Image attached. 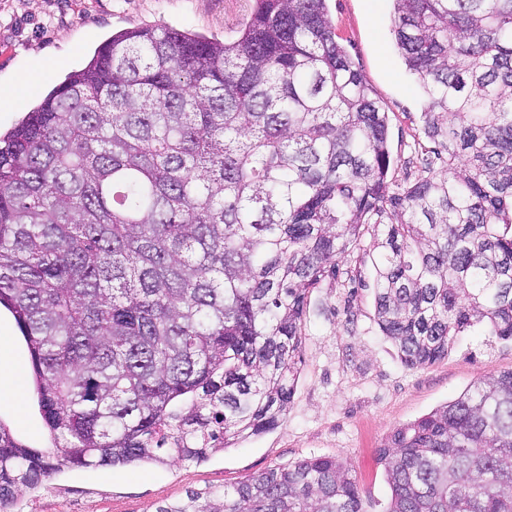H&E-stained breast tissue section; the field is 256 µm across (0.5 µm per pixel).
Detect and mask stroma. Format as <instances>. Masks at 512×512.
<instances>
[{
    "label": "stroma",
    "mask_w": 512,
    "mask_h": 512,
    "mask_svg": "<svg viewBox=\"0 0 512 512\" xmlns=\"http://www.w3.org/2000/svg\"><path fill=\"white\" fill-rule=\"evenodd\" d=\"M254 0H0V81L25 75L34 58L53 63L50 79L0 110L5 134L69 71L83 67L112 33L141 25L189 30L217 40L236 37ZM328 17L389 115L396 183L417 177L407 158L432 149L422 132V89L392 34L393 0H327ZM351 279L314 292L306 349L293 402L272 430L202 463L74 469L36 492H21L18 512H156L190 488L221 490L277 463L325 455L347 463L368 512H382L391 489L374 462L391 433L456 399L480 380L512 370V342L480 329L458 336L445 358L408 369L375 322L371 263L346 262ZM0 345L17 363L0 385V422L21 442L49 447L29 370L26 342L0 307Z\"/></svg>",
    "instance_id": "35a3bbf8"
}]
</instances>
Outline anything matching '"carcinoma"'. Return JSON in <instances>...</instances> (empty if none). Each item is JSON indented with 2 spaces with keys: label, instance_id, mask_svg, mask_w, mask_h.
I'll return each instance as SVG.
<instances>
[{
  "label": "carcinoma",
  "instance_id": "carcinoma-1",
  "mask_svg": "<svg viewBox=\"0 0 512 512\" xmlns=\"http://www.w3.org/2000/svg\"><path fill=\"white\" fill-rule=\"evenodd\" d=\"M327 0L233 40L112 34L0 136V305L52 447L0 422V512L74 468L202 461L274 428L312 293L358 250L408 368L512 340V0H393L440 170L394 190L389 117ZM383 512H512V370L377 450ZM156 512H367L346 463H278Z\"/></svg>",
  "mask_w": 512,
  "mask_h": 512
}]
</instances>
